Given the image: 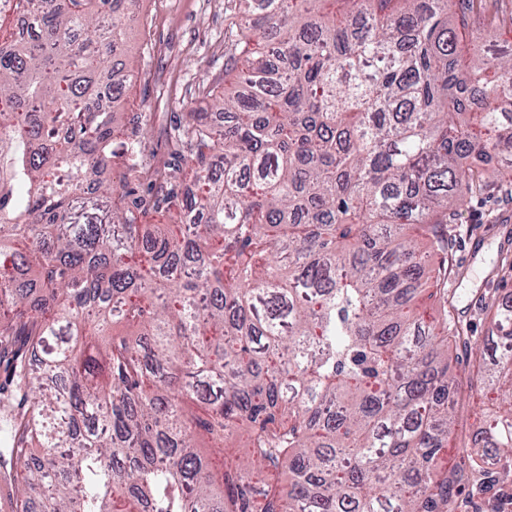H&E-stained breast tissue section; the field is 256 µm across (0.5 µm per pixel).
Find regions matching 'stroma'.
<instances>
[{
    "instance_id": "stroma-1",
    "label": "stroma",
    "mask_w": 512,
    "mask_h": 512,
    "mask_svg": "<svg viewBox=\"0 0 512 512\" xmlns=\"http://www.w3.org/2000/svg\"><path fill=\"white\" fill-rule=\"evenodd\" d=\"M138 22L128 28L125 59L134 79L125 106L128 118L153 113L148 152L163 156L170 126L181 113L205 107L207 91L224 81V32L230 16L224 0H143ZM458 223L448 227V303L472 333L486 338L482 308L489 298L512 299V283L501 285L494 262L512 250V194L489 186L466 201ZM512 479L475 478L459 498V512H512Z\"/></svg>"
}]
</instances>
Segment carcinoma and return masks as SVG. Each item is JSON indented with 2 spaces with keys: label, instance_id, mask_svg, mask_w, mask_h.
I'll list each match as a JSON object with an SVG mask.
<instances>
[{
  "label": "carcinoma",
  "instance_id": "obj_1",
  "mask_svg": "<svg viewBox=\"0 0 512 512\" xmlns=\"http://www.w3.org/2000/svg\"><path fill=\"white\" fill-rule=\"evenodd\" d=\"M0 40V490L13 512H457L512 462V302L448 310V209L512 190L496 0H228L167 159L102 106L142 0H17ZM221 112L224 123L213 121ZM224 159V177L210 176ZM435 261L440 315L413 301ZM474 345L485 444L440 464ZM246 422L243 456L206 447Z\"/></svg>",
  "mask_w": 512,
  "mask_h": 512
}]
</instances>
